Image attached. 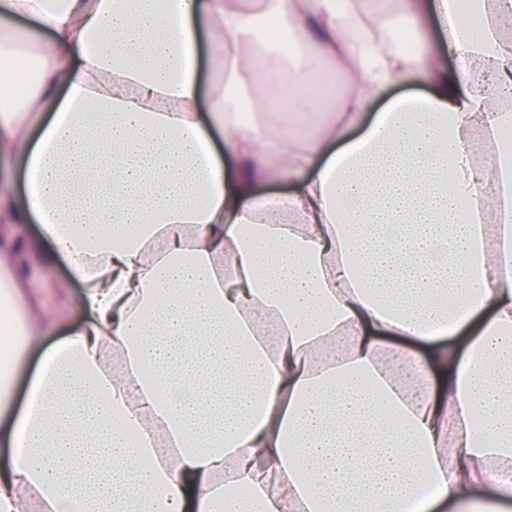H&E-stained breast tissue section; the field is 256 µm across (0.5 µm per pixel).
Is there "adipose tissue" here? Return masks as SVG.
<instances>
[{
	"label": "adipose tissue",
	"mask_w": 512,
	"mask_h": 512,
	"mask_svg": "<svg viewBox=\"0 0 512 512\" xmlns=\"http://www.w3.org/2000/svg\"><path fill=\"white\" fill-rule=\"evenodd\" d=\"M507 16L0 0V162L24 172L0 180V223L39 224L30 251L67 261L86 316L41 347L60 314L23 311L52 284L0 247V512H429L478 488L511 505ZM266 17L292 52L258 38ZM414 26L429 53L398 40ZM416 76L430 93L386 97Z\"/></svg>",
	"instance_id": "1"
}]
</instances>
